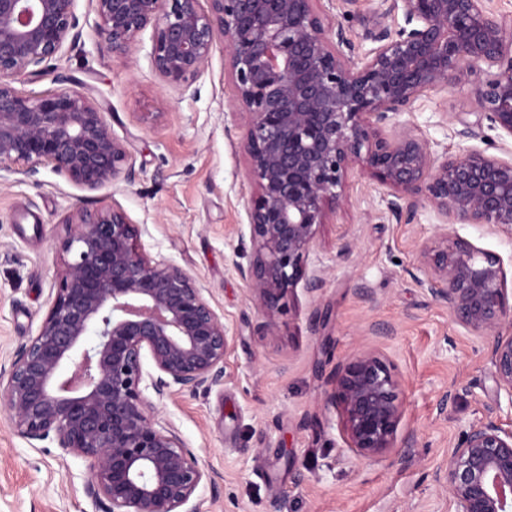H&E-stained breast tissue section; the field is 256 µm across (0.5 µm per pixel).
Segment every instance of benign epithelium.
<instances>
[{
	"label": "benign epithelium",
	"mask_w": 512,
	"mask_h": 512,
	"mask_svg": "<svg viewBox=\"0 0 512 512\" xmlns=\"http://www.w3.org/2000/svg\"><path fill=\"white\" fill-rule=\"evenodd\" d=\"M207 2L202 6L201 2ZM76 0H0V172L34 176L49 167L96 192L131 179L129 143L89 94L71 88L28 95L16 77L39 74L78 25ZM102 43L127 56L146 29L159 79L185 91L217 40L224 42L232 110L246 117L241 147L253 187V246L237 266L273 335L287 294H314L323 270L308 268L321 225L346 195L354 165L386 187L387 208L411 222L430 207L436 242L420 253V280L451 318L488 344L498 388L512 401V304L499 257L448 233L483 224L512 236V158L471 147L440 155L392 120L423 92L469 84L483 122L512 139V16L493 0H337L376 44L355 55L320 0H90ZM57 287L36 335L0 373V405L17 432L51 440L87 464L96 512H201L213 484L152 397L221 381L228 330L199 281L151 257L145 228L118 204L82 206L64 218ZM150 363L152 370L145 368ZM329 403L349 447L376 459L396 447L403 415L398 382L376 353L361 350L334 377ZM453 512H512V428L490 409L465 432L436 474Z\"/></svg>",
	"instance_id": "benign-epithelium-1"
}]
</instances>
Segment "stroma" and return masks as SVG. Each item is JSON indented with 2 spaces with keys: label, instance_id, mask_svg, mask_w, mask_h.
Wrapping results in <instances>:
<instances>
[{
  "label": "stroma",
  "instance_id": "obj_1",
  "mask_svg": "<svg viewBox=\"0 0 512 512\" xmlns=\"http://www.w3.org/2000/svg\"><path fill=\"white\" fill-rule=\"evenodd\" d=\"M75 14L76 42L45 75L17 85L34 93L84 86L114 133L131 142L134 173L88 195L44 167L32 177L0 176V372L47 310L64 217L78 203L93 210L115 202L145 227L150 256L200 280L232 338L219 384L156 403L214 473V486L200 491L202 512H449L435 471L488 409L499 408L512 426V400L497 388L486 345L420 284L419 253L436 233L432 210L396 220L383 187L351 169L345 200L307 258L324 271L322 290L295 288L271 318L276 334H266L269 318L236 270L251 256L239 236L251 186L223 42L182 93L156 75L150 32L117 60L89 0H77ZM469 95L466 85L421 95L397 122L456 153L468 145L457 131ZM448 230L500 257L512 296V237L478 224ZM346 241L352 251L343 258ZM362 349L389 365L403 406L398 446L376 461L349 447L341 413L327 402L337 368ZM87 477L83 459L23 438L0 409V512H94Z\"/></svg>",
  "mask_w": 512,
  "mask_h": 512
}]
</instances>
